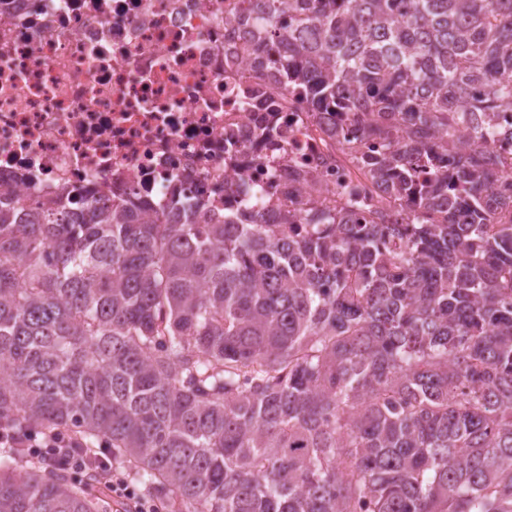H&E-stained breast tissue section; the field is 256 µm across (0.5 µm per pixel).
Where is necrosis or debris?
Listing matches in <instances>:
<instances>
[{"label": "necrosis or debris", "mask_w": 512, "mask_h": 512, "mask_svg": "<svg viewBox=\"0 0 512 512\" xmlns=\"http://www.w3.org/2000/svg\"><path fill=\"white\" fill-rule=\"evenodd\" d=\"M250 28L240 0H0V189L33 203L179 190L220 213L298 170L316 204L354 184L372 203L382 187L336 154L357 117L310 111L258 71Z\"/></svg>", "instance_id": "necrosis-or-debris-1"}]
</instances>
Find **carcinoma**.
<instances>
[{"mask_svg": "<svg viewBox=\"0 0 512 512\" xmlns=\"http://www.w3.org/2000/svg\"><path fill=\"white\" fill-rule=\"evenodd\" d=\"M250 2L257 67L363 113L387 198L1 191L0 424L107 444L168 512H512V172L448 147L512 110V0ZM0 512L112 497L0 447Z\"/></svg>", "mask_w": 512, "mask_h": 512, "instance_id": "obj_1", "label": "carcinoma"}]
</instances>
